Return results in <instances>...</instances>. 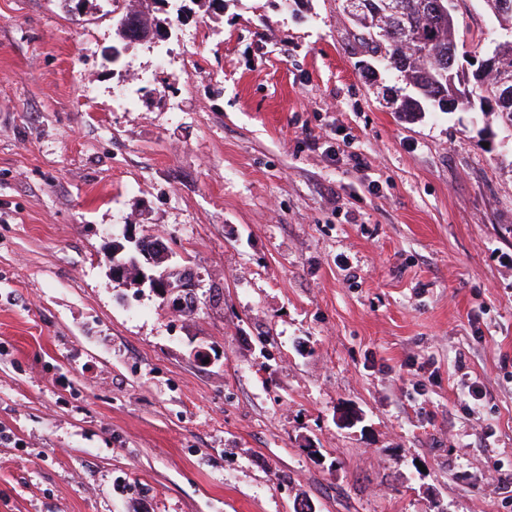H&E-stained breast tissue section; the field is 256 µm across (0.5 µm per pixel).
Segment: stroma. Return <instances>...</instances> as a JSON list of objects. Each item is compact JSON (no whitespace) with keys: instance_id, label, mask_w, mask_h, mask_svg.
<instances>
[{"instance_id":"stroma-1","label":"stroma","mask_w":512,"mask_h":512,"mask_svg":"<svg viewBox=\"0 0 512 512\" xmlns=\"http://www.w3.org/2000/svg\"><path fill=\"white\" fill-rule=\"evenodd\" d=\"M184 5L116 67L115 0H0V512H512V132L399 119L339 0ZM124 232L125 240L134 243L136 245L135 250L146 260V269L141 267V263H137L139 275H142V284L150 285L148 288H151L153 293L166 300L173 307H182L187 301H194V297H197L196 292L199 284L186 267L181 268L183 271L182 277L177 280H167L166 278L160 280L158 278V272L161 268L169 270L172 267H178L171 264L173 253L167 243L160 238L141 237L137 239L136 234H132L129 227ZM125 251V247L119 246L118 248L113 247L106 258V266L108 268V274L112 278V281L119 284L123 281L125 267L123 265V261H118L117 257ZM120 259H123L126 263H130V268L128 269V275L134 273L137 275L136 266L132 262L133 255L129 252V250L125 251L123 254L119 256Z\"/></svg>"}]
</instances>
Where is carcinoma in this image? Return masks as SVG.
I'll return each mask as SVG.
<instances>
[{
	"label": "carcinoma",
	"mask_w": 512,
	"mask_h": 512,
	"mask_svg": "<svg viewBox=\"0 0 512 512\" xmlns=\"http://www.w3.org/2000/svg\"><path fill=\"white\" fill-rule=\"evenodd\" d=\"M403 11L396 17L386 14L380 0H360L361 10L352 24L369 55L385 48L389 70L406 74L409 95L392 103L393 110L414 117L441 109L444 97H453L461 112H493L499 123L512 128V104L497 99V85L512 79V0H482L494 17L503 40L492 48H480L477 68L466 74L448 68L451 53L459 52L458 0H401ZM121 47L128 48L143 34L148 41H163L170 23L128 4L116 17Z\"/></svg>",
	"instance_id": "obj_1"
}]
</instances>
